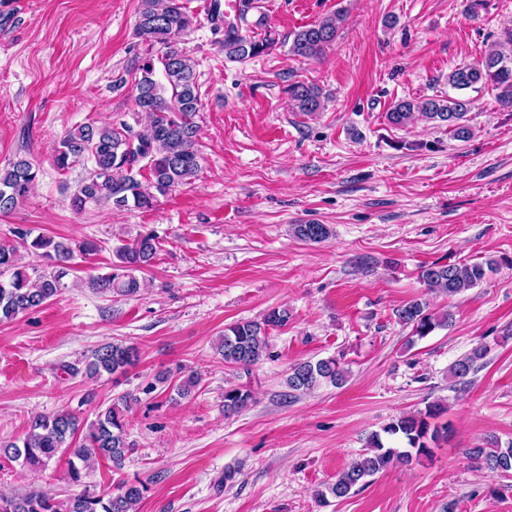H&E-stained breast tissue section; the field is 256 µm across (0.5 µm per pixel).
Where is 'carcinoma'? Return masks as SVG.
I'll return each mask as SVG.
<instances>
[{
	"mask_svg": "<svg viewBox=\"0 0 512 512\" xmlns=\"http://www.w3.org/2000/svg\"><path fill=\"white\" fill-rule=\"evenodd\" d=\"M257 8V0H238L232 20H224V55L235 62L266 56L280 44V39L267 27L265 15L248 22V14ZM345 20L340 9L324 19L288 34L289 52L311 58L330 48ZM193 25L184 0H139L135 33L141 43L152 49L160 46L161 55L144 58L138 65L135 101L146 125L136 132L121 123L79 125L68 131L55 149L56 167L65 171L80 161H90L93 168L87 179L72 194L71 208L85 211L91 205L106 202L115 210H150L159 197L194 179L200 170L197 148L198 125L195 117L201 110L197 73L194 62L179 48L182 38ZM263 32L258 33L256 29ZM162 67L165 83L154 78L155 64ZM448 85L459 91L457 96L403 99L386 112L387 121L396 127L407 125L420 114L426 120L448 127L451 137L467 142L473 136L468 112L473 100L462 94L489 89L497 103L512 109V30L505 38L490 46L482 59L474 64L456 67L448 74ZM288 97L299 112L314 113L323 108V94L315 86L301 83L288 85ZM38 170L21 157L0 170V213L12 211L27 198L36 183ZM294 234L302 241L321 243L331 230L324 224H297ZM15 243L0 246V320H13L42 307L57 298L65 285L68 264L76 254L91 255L101 249L92 241L72 243L56 241L43 235L32 236L25 227L13 229ZM37 253L47 264L28 266L19 263L20 251ZM156 239L151 234L115 247L116 261L110 271L92 278L89 287L110 297H133L140 290L136 272L150 265L157 255ZM497 261L487 259L473 263L433 262L422 267L420 279L431 290L450 296L463 293L483 282ZM398 321L411 328L422 339L435 329L447 326L453 315L429 312L426 303L412 300L395 311ZM290 313L275 307L259 321L233 323L224 328L217 344L224 363L245 369L260 361L266 349L267 330L287 324ZM488 346L480 343L448 367V376L465 385L478 363L488 354ZM137 359L136 348L122 343L105 344L95 349L84 368L69 365L67 370L87 378L103 374L124 373ZM347 371L334 357L305 361L291 367L286 379L288 389L307 392L324 382L341 385ZM135 400L130 394L101 412L95 420L83 423L70 410L35 416L26 434L0 447V454L27 468H42L63 454L68 456L69 479L78 484L83 472L97 460L112 462V469H123L132 452L126 442L123 410ZM252 400L250 390L229 388L224 391V412L237 413ZM445 407L440 402L429 404L425 411L409 414L387 423L382 432L368 437L367 451L354 458L336 479L317 493L319 502L327 495L347 497L366 479L395 464H408L432 456V448L448 434V424H437ZM479 467L507 476L512 474V442L502 445L496 437L484 445L469 449ZM146 490L140 481L122 480L116 491L101 493L84 490L60 501L52 496L31 491L14 497L0 496V512H136V505Z\"/></svg>",
	"mask_w": 512,
	"mask_h": 512,
	"instance_id": "1",
	"label": "carcinoma"
}]
</instances>
